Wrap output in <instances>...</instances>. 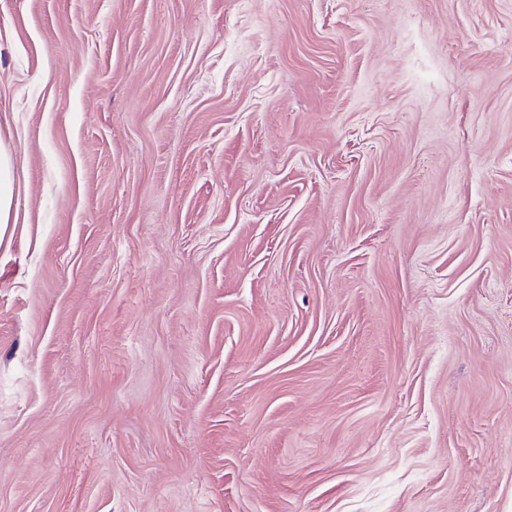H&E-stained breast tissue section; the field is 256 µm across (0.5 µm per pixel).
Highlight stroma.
I'll use <instances>...</instances> for the list:
<instances>
[{"mask_svg": "<svg viewBox=\"0 0 512 512\" xmlns=\"http://www.w3.org/2000/svg\"><path fill=\"white\" fill-rule=\"evenodd\" d=\"M0 512H512V0H0ZM10 165V156L0 150V236L4 234L7 224H10L12 213V190L2 181V172L9 169Z\"/></svg>", "mask_w": 512, "mask_h": 512, "instance_id": "1", "label": "stroma"}]
</instances>
